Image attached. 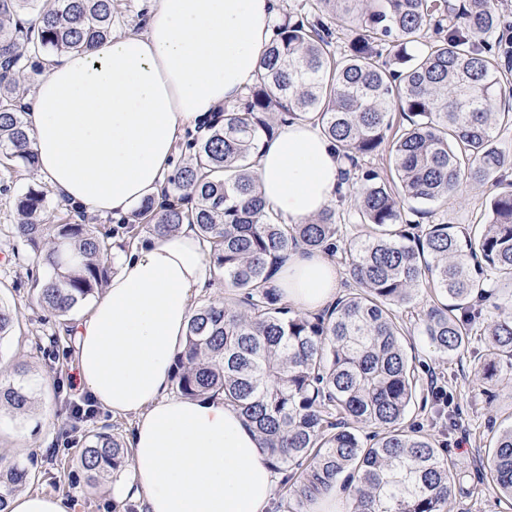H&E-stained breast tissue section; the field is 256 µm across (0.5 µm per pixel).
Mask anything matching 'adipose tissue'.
I'll use <instances>...</instances> for the list:
<instances>
[{
	"instance_id": "adipose-tissue-1",
	"label": "adipose tissue",
	"mask_w": 512,
	"mask_h": 512,
	"mask_svg": "<svg viewBox=\"0 0 512 512\" xmlns=\"http://www.w3.org/2000/svg\"><path fill=\"white\" fill-rule=\"evenodd\" d=\"M278 0H154L144 31L50 59L21 105L38 170L78 211L120 220L163 208L173 148L256 80ZM346 162L320 127L298 119L265 142L254 166L265 207L297 224L337 201ZM190 225L137 241L87 315L72 324L80 386L133 415L130 478L113 499L141 512H274L279 480L257 434L223 397L172 394L193 300L217 274ZM334 258L285 252L283 302L317 313L335 301Z\"/></svg>"
}]
</instances>
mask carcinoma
<instances>
[{"instance_id": "carcinoma-1", "label": "carcinoma", "mask_w": 512, "mask_h": 512, "mask_svg": "<svg viewBox=\"0 0 512 512\" xmlns=\"http://www.w3.org/2000/svg\"><path fill=\"white\" fill-rule=\"evenodd\" d=\"M311 10L277 25L243 98L217 112L186 143L164 189L175 203L157 215L140 205V223L122 222L130 240L145 226L169 234L190 224L236 300L195 309L175 358L176 391L209 392L235 405L284 475L282 512L342 482L350 512H444L464 471L448 462L431 434L402 426L418 381L404 349L399 310L421 289L446 299L423 312L422 334L441 356H462L474 336L483 353L474 374L512 378V157L497 146L512 112L496 102L511 71L487 41L504 23L495 0H310ZM31 12L25 24L20 14ZM114 0H0V156L37 168L19 101V76L40 72L51 55L80 51L112 36ZM350 31L332 50L337 29ZM436 38L423 41L428 32ZM402 114L394 125L392 110ZM303 118L348 161V208L329 206L303 224L265 212L251 160L282 122ZM390 145V174L368 164ZM490 185L479 224L422 222L420 204H444L462 185ZM47 194L33 186L16 198V235L48 270L40 304L66 313L108 283L109 232L79 222L53 224ZM366 226V235L343 234ZM322 250L345 267L349 292L317 314L284 304L272 285L281 254ZM17 316L0 303V340ZM25 378L0 383V410L14 418L35 407ZM374 428L372 439L360 429ZM87 483L129 474V449L105 432L80 454ZM38 461L0 454V512L6 496L36 477ZM487 484L512 512V423L491 437Z\"/></svg>"}]
</instances>
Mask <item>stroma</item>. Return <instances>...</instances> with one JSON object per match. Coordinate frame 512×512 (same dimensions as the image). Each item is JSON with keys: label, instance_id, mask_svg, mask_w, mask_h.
Listing matches in <instances>:
<instances>
[{"label": "stroma", "instance_id": "1", "mask_svg": "<svg viewBox=\"0 0 512 512\" xmlns=\"http://www.w3.org/2000/svg\"><path fill=\"white\" fill-rule=\"evenodd\" d=\"M42 183L39 173H18L0 166V302L12 307L19 320L13 335L0 341V381H14L17 368H25L37 385L38 402L26 418L0 416V448L15 460L22 462L34 456L41 463L28 491L69 498L74 512H112L110 482L86 485L79 469L80 450L86 437L101 430L129 439L133 419L100 408L80 420L71 414L73 405L82 402L86 393L77 379L70 322L38 305L36 284L47 272L38 263L34 249L14 233L16 197L29 186ZM486 194L484 187L463 185L447 208L435 211L433 217L451 224L472 223ZM429 301V294L420 293L415 315L405 318L410 331L406 349L415 361L420 382L436 376L450 403L416 404L406 424L432 434L442 453L465 473L464 490L448 505L447 512H504L492 490L474 497L468 490L483 475L484 451L493 432L512 415V382L489 386L476 380L473 358L482 352L480 342H472L468 357L463 359L450 360L431 353L417 318Z\"/></svg>", "mask_w": 512, "mask_h": 512}]
</instances>
